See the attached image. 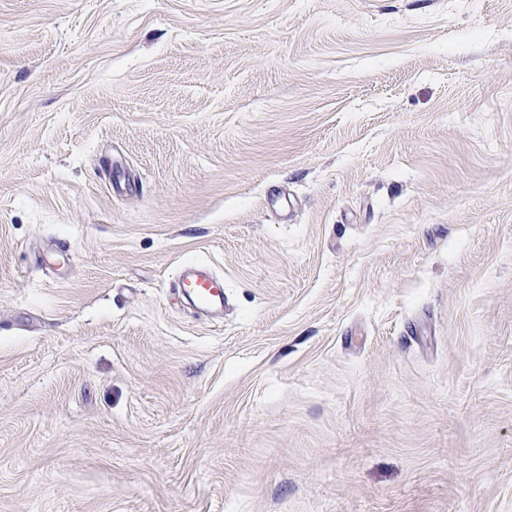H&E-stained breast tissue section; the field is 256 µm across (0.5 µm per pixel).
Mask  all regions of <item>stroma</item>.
<instances>
[{"label":"stroma","instance_id":"stroma-1","mask_svg":"<svg viewBox=\"0 0 512 512\" xmlns=\"http://www.w3.org/2000/svg\"><path fill=\"white\" fill-rule=\"evenodd\" d=\"M0 512H512V0H0ZM206 312H224V276L204 263L185 264L172 287Z\"/></svg>","mask_w":512,"mask_h":512}]
</instances>
